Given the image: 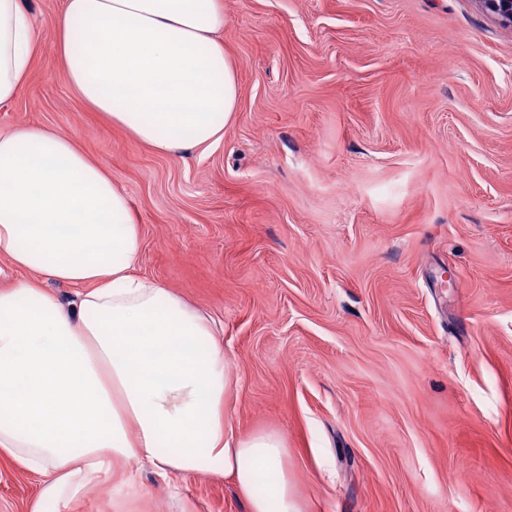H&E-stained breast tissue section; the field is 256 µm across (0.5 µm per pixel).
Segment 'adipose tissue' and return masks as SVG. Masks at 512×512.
Listing matches in <instances>:
<instances>
[{
    "label": "adipose tissue",
    "mask_w": 512,
    "mask_h": 512,
    "mask_svg": "<svg viewBox=\"0 0 512 512\" xmlns=\"http://www.w3.org/2000/svg\"><path fill=\"white\" fill-rule=\"evenodd\" d=\"M223 0H63L54 49L67 85L138 143L173 156L212 145L236 110L217 35ZM41 51L24 0H0V105ZM141 230L126 194L66 136L0 132V455L34 475L30 512L97 487L232 478L248 512H304L288 441L227 421L234 386L213 319L165 282L135 275ZM76 287L65 302L48 290Z\"/></svg>",
    "instance_id": "adipose-tissue-1"
}]
</instances>
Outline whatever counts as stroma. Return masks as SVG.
<instances>
[{"mask_svg":"<svg viewBox=\"0 0 512 512\" xmlns=\"http://www.w3.org/2000/svg\"><path fill=\"white\" fill-rule=\"evenodd\" d=\"M0 131L72 138L128 197L139 275L224 327L241 436L288 440L305 512H512V28L475 0H224L223 140L133 142L59 76L60 0ZM33 476L0 460V512ZM136 512H247L230 480Z\"/></svg>","mask_w":512,"mask_h":512,"instance_id":"1","label":"stroma"}]
</instances>
